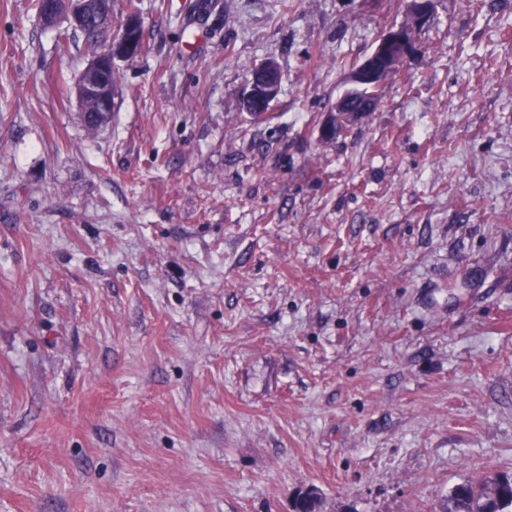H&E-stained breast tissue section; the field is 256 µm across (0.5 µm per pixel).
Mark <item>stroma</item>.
Masks as SVG:
<instances>
[{"mask_svg":"<svg viewBox=\"0 0 512 512\" xmlns=\"http://www.w3.org/2000/svg\"><path fill=\"white\" fill-rule=\"evenodd\" d=\"M34 4L0 0V512H435L512 472V0H436L333 141L405 0H137L93 135ZM435 0H407L406 22L386 30L376 41L372 52L348 73L345 89L336 107L325 117L320 136L331 137L345 124H351L372 111L375 99L365 89L381 87L417 50L416 34L431 21ZM281 75L273 59L266 60L251 75L243 103L247 112L257 114L268 110L280 91Z\"/></svg>","mask_w":512,"mask_h":512,"instance_id":"1","label":"stroma"}]
</instances>
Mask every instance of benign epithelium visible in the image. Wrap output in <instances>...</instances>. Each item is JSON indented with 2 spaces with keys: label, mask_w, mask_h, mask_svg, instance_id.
I'll return each mask as SVG.
<instances>
[{
  "label": "benign epithelium",
  "mask_w": 512,
  "mask_h": 512,
  "mask_svg": "<svg viewBox=\"0 0 512 512\" xmlns=\"http://www.w3.org/2000/svg\"><path fill=\"white\" fill-rule=\"evenodd\" d=\"M435 0H406V22L386 30L376 41L372 52L348 73L345 89L336 107L325 117L320 136L331 137L345 124H351L372 111L375 99L363 94L366 89L385 84L396 70L417 50L416 34L431 21ZM66 18L74 28H84L90 21L89 0H69ZM142 43V23L128 17L107 33L100 52L91 57L81 71L75 87L78 102L95 99L102 110L110 111L116 92L107 74L114 61L134 55ZM281 75L273 59L266 60L251 75L243 103L253 114L268 110L280 91Z\"/></svg>",
  "instance_id": "obj_1"
}]
</instances>
